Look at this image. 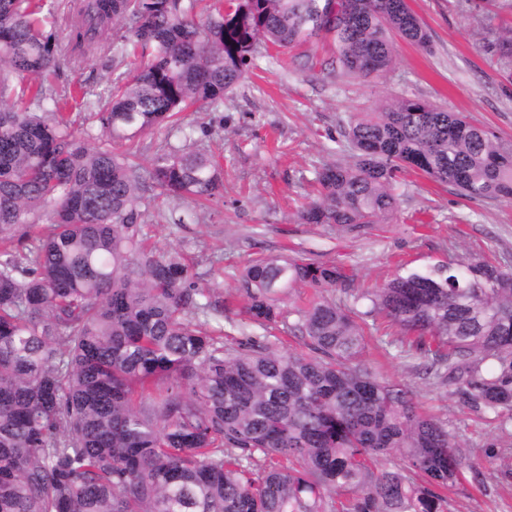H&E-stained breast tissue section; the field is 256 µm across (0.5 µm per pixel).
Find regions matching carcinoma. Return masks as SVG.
Segmentation results:
<instances>
[{
  "label": "carcinoma",
  "instance_id": "carcinoma-1",
  "mask_svg": "<svg viewBox=\"0 0 512 512\" xmlns=\"http://www.w3.org/2000/svg\"><path fill=\"white\" fill-rule=\"evenodd\" d=\"M215 2L202 19L198 0H56L59 44L32 19L41 0H0V512H448L471 463L377 377L367 338L380 317L399 327L435 383L512 435V273L441 262L338 301L333 263L254 260L248 325L296 331L307 352L266 335L228 345L230 305L141 237L148 190L184 224L180 204L224 196L221 172L184 146L137 162L143 134L224 105L263 49L322 35L340 75L367 78L392 68L394 38L425 49L429 35L406 0ZM131 46L142 60L123 70ZM62 58L103 62L112 85L17 87ZM19 96L35 109L8 105ZM76 97L91 146L60 112ZM346 134L353 160L315 170L300 223H386L402 168L512 201V145L459 112L396 97ZM297 286L316 298L287 313Z\"/></svg>",
  "mask_w": 512,
  "mask_h": 512
}]
</instances>
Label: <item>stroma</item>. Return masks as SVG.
<instances>
[{"mask_svg":"<svg viewBox=\"0 0 512 512\" xmlns=\"http://www.w3.org/2000/svg\"><path fill=\"white\" fill-rule=\"evenodd\" d=\"M430 35L427 48L394 43L395 64L379 77L345 78L335 51L318 37L302 47L269 50L217 112H188L184 129L155 128L140 138L143 166L192 135L218 161L223 198L194 209L186 224L143 225L147 243L177 252L192 281L212 298L243 306L239 276L254 259L288 254L345 268L358 294L401 269L439 261L495 257L512 272V202L467 199L449 184L406 169L398 172L397 211L388 223L355 231L301 224L315 170L349 162L343 136L350 118L380 102L410 96L461 112L504 143H512V67L488 48L487 25L512 27V0H407ZM400 335H378L366 358L379 378L408 387L418 409L443 421L471 451L473 467L449 495L450 512H512V437L492 416L460 405L447 388L426 378L416 361L399 358ZM496 443L495 458L486 446Z\"/></svg>","mask_w":512,"mask_h":512,"instance_id":"1","label":"stroma"}]
</instances>
